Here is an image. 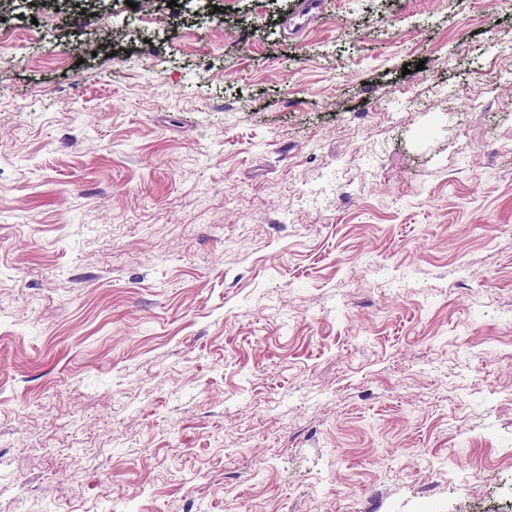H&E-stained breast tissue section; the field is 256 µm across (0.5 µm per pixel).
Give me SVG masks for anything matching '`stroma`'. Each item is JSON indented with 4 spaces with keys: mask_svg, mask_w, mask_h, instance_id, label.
<instances>
[{
    "mask_svg": "<svg viewBox=\"0 0 512 512\" xmlns=\"http://www.w3.org/2000/svg\"><path fill=\"white\" fill-rule=\"evenodd\" d=\"M0 0V512H512V0Z\"/></svg>",
    "mask_w": 512,
    "mask_h": 512,
    "instance_id": "stroma-1",
    "label": "stroma"
}]
</instances>
